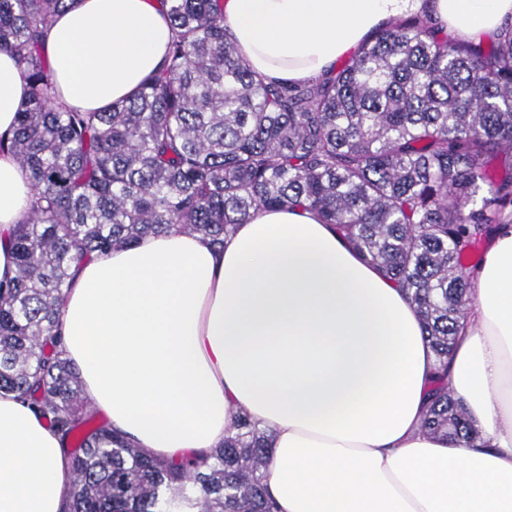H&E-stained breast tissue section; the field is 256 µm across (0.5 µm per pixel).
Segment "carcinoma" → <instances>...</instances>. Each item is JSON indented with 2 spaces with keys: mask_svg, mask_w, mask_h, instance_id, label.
Here are the masks:
<instances>
[{
  "mask_svg": "<svg viewBox=\"0 0 512 512\" xmlns=\"http://www.w3.org/2000/svg\"><path fill=\"white\" fill-rule=\"evenodd\" d=\"M164 66L102 112L53 105L44 33L66 0H0V49L32 95L12 137L34 205L0 287V392L31 400L72 460L63 512H273L266 432L241 413L213 462H163L96 420L54 331L73 265L178 227L224 243L259 209L308 207L416 304L435 356L422 428L473 429L448 392L474 253L512 207V25L484 45L399 20L336 71L266 80L236 56L224 0H160Z\"/></svg>",
  "mask_w": 512,
  "mask_h": 512,
  "instance_id": "cac0c4a2",
  "label": "carcinoma"
}]
</instances>
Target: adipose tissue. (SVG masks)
Returning <instances> with one entry per match:
<instances>
[{
  "instance_id": "1",
  "label": "adipose tissue",
  "mask_w": 512,
  "mask_h": 512,
  "mask_svg": "<svg viewBox=\"0 0 512 512\" xmlns=\"http://www.w3.org/2000/svg\"><path fill=\"white\" fill-rule=\"evenodd\" d=\"M432 14L452 39L512 23V0H224V29L262 76L301 83L391 22ZM158 0H69L45 32L55 104L98 112L163 67ZM31 97L0 51V135ZM34 201L0 154V282ZM448 386L467 445L422 428L434 354L407 292L307 208L263 209L223 246L171 230L72 270L65 359L113 430L160 460L220 447L239 411L270 437L277 512H512V222L474 271ZM72 464L29 403L0 393V512H62Z\"/></svg>"
}]
</instances>
